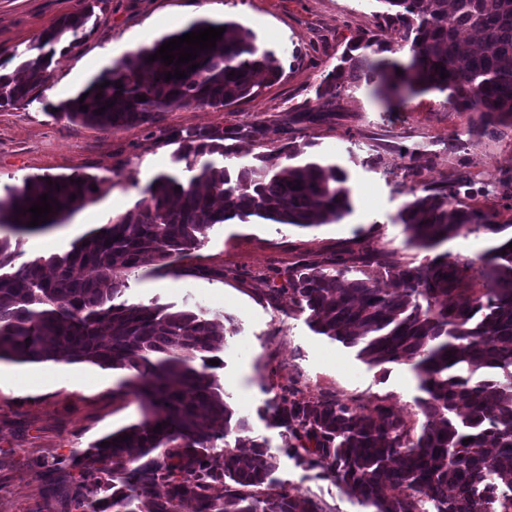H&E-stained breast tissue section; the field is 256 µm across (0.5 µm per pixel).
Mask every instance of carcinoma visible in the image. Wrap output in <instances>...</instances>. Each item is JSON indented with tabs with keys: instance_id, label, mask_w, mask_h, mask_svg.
<instances>
[{
	"instance_id": "1",
	"label": "carcinoma",
	"mask_w": 512,
	"mask_h": 512,
	"mask_svg": "<svg viewBox=\"0 0 512 512\" xmlns=\"http://www.w3.org/2000/svg\"><path fill=\"white\" fill-rule=\"evenodd\" d=\"M372 2L374 17L398 40L353 39L322 79L319 111L287 121H322L336 111L345 88L366 86L383 98L442 93L457 111L480 113L485 133L512 126V0ZM93 15L91 6L66 15L24 52L0 57V70L16 61L15 70L0 73V107L35 99L58 46L79 47ZM206 27L225 28L216 47L199 52L196 69L181 65L186 77L165 80L175 65L148 56ZM470 30L479 42L462 59L458 36ZM405 48L404 63L381 57ZM281 74L251 29L199 19L140 48L133 63L102 70L75 96L50 106L49 115L131 129L153 124L176 105L220 109L255 99ZM109 100L113 106L94 113ZM83 103L88 110L79 109ZM265 135L260 122L170 133L178 174L156 176L133 212L88 233L67 253L38 256L17 269L12 262L23 236L67 219L91 198L97 181L26 176L0 197V361L127 370L121 387L144 409L140 422L71 451L69 465L78 475L69 472L64 482L75 512H181L186 501L196 512H334L274 479L278 454L264 440L246 441L247 420L209 372V361L219 359L236 332L233 317H224L225 326L199 306L118 300L128 273L173 271V260L199 248L216 224L255 217L313 228L352 212L346 173L302 158L304 148L294 141L240 154L239 142L259 143ZM461 187L454 175L410 187L396 223L406 244L422 250L464 228L490 234L494 246L478 270L482 287H469L467 268L445 252L416 266L383 264L371 274L344 260L329 267L303 260L270 292L288 295L313 332L355 349L369 367L410 366L414 404L425 419L419 427L384 399L365 404L291 387L260 410L267 425L283 429L287 456L321 470L368 512H512V234H504L512 226L462 204ZM44 193L54 201L52 213L30 227L27 209ZM78 267L95 275L79 277ZM159 424L162 431H154ZM98 473L112 474V493L100 495Z\"/></svg>"
}]
</instances>
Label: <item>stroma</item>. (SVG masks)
<instances>
[{"label":"stroma","instance_id":"obj_1","mask_svg":"<svg viewBox=\"0 0 512 512\" xmlns=\"http://www.w3.org/2000/svg\"><path fill=\"white\" fill-rule=\"evenodd\" d=\"M86 2L0 0V53L24 51ZM373 11L371 0H96L88 36L80 48L55 56L38 100L0 108V195L26 176L84 173L99 180L93 200L65 223L25 236L15 265L66 252L121 210H132L147 185L173 167L168 132L260 121L267 129L262 144L243 143V151L277 149L285 139V114L317 110L315 90L352 37L395 41L394 32L378 27ZM161 17L170 20L169 29L155 28ZM201 18L247 22L281 65L280 80L253 100L218 110L174 107L155 124L131 129L101 130L44 111V102L76 95L105 67ZM476 119L435 92L385 102L365 87L344 91L334 116L296 125L293 137L305 145L306 157L346 172L350 215L307 230L259 220L214 225L176 272L128 274L125 299L199 305L234 318L237 331L214 375L247 419L248 437L268 440L271 448L281 446L280 431L258 411L287 384L341 399L384 398L416 421V383L407 367H368L355 350L312 332L287 297L270 299L268 286L300 260L327 264L356 255L367 243L386 262L424 263L428 251L406 246L396 222L409 199L403 177L409 164L430 185L458 175L463 204L495 223L512 224V190L503 185L512 176V127L448 149L449 137ZM126 376L89 363L0 362V512H70L61 478L71 450L142 417L139 402L120 388ZM275 477L336 512H364L355 498L288 456H281Z\"/></svg>","mask_w":512,"mask_h":512}]
</instances>
